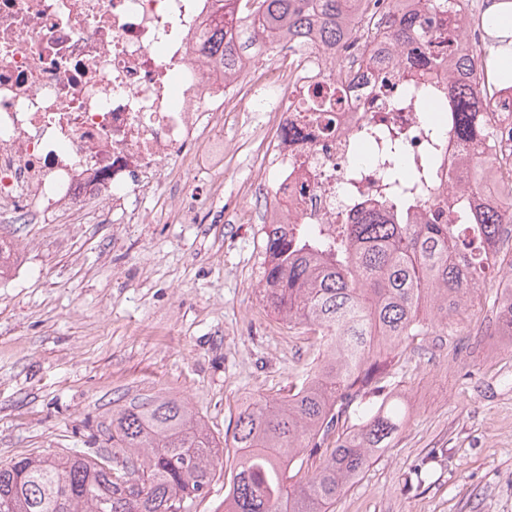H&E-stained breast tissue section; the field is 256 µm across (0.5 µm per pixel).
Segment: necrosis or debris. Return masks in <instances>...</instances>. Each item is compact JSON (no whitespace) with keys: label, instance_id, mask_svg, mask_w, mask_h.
Instances as JSON below:
<instances>
[{"label":"necrosis or debris","instance_id":"1","mask_svg":"<svg viewBox=\"0 0 512 512\" xmlns=\"http://www.w3.org/2000/svg\"><path fill=\"white\" fill-rule=\"evenodd\" d=\"M224 0H0V222L73 209L91 195L113 207L170 164L194 169L189 142L244 113L258 143L262 224H303L336 237L361 213L425 223L431 210L469 205L468 155L453 112L426 121L403 73L448 89L427 43L388 40L392 15L373 6L367 37L347 50L275 48L259 25L235 72L199 47ZM493 113L495 160L482 190L512 185V99ZM398 126L410 154H438V178L409 207L391 203L381 169L361 159L366 129Z\"/></svg>","mask_w":512,"mask_h":512}]
</instances>
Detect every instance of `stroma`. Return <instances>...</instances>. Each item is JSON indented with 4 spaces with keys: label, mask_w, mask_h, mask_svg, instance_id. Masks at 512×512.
Wrapping results in <instances>:
<instances>
[{
    "label": "stroma",
    "mask_w": 512,
    "mask_h": 512,
    "mask_svg": "<svg viewBox=\"0 0 512 512\" xmlns=\"http://www.w3.org/2000/svg\"><path fill=\"white\" fill-rule=\"evenodd\" d=\"M250 162L242 150L220 180L198 168L192 224L163 213L184 185L175 168L140 193L154 224L97 201L0 224L17 246L0 279V465L103 448L113 414L145 396L183 401L221 439L244 402L301 385L316 338L263 300L265 236L236 220L259 207L240 193ZM495 293L450 319L422 306L438 328L389 388L407 417L334 512H512V339L477 333L497 324ZM416 468L422 484L405 489Z\"/></svg>",
    "instance_id": "1"
}]
</instances>
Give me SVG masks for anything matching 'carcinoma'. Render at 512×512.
Returning a JSON list of instances; mask_svg holds the SVG:
<instances>
[{"label": "carcinoma", "mask_w": 512, "mask_h": 512, "mask_svg": "<svg viewBox=\"0 0 512 512\" xmlns=\"http://www.w3.org/2000/svg\"><path fill=\"white\" fill-rule=\"evenodd\" d=\"M272 39L303 43L316 33L342 47L368 31L371 0H255ZM448 13V23L405 17L388 37L402 44L423 39L451 48L459 84L451 87L454 135L471 148L466 177L479 192L492 143L487 113L499 112L495 86H512L497 57L512 48L492 17L484 44L456 39L450 28L469 0H426ZM241 30L216 28L209 50L223 64ZM402 137L386 138V193L408 204L435 172L434 161L402 159ZM504 214L491 202L456 217L438 214L425 224H386L367 213L333 240L307 227L275 224L265 233L262 293L288 328L319 339L322 352L305 382L283 398H262L240 409L231 437L220 441L176 398L145 397L112 415L108 451L62 457H24L0 465V512H193L217 473L227 472L224 512H330L336 500L386 448L403 424L400 401L384 394L395 359L432 325L419 312L426 300L448 317L486 287L500 265L496 252ZM512 336V299L498 317ZM379 394V402L364 400ZM352 430L339 432L347 420ZM232 463L224 469V449ZM303 455L315 469L299 474Z\"/></svg>", "instance_id": "carcinoma-1"}]
</instances>
